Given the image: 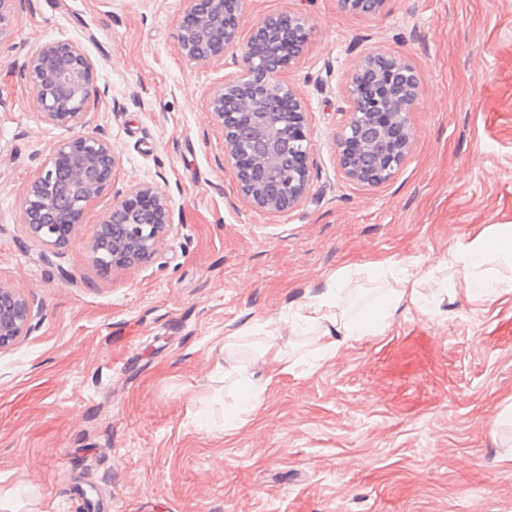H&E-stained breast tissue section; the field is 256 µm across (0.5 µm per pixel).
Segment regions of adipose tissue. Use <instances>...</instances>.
Returning a JSON list of instances; mask_svg holds the SVG:
<instances>
[{
  "label": "adipose tissue",
  "instance_id": "obj_1",
  "mask_svg": "<svg viewBox=\"0 0 512 512\" xmlns=\"http://www.w3.org/2000/svg\"><path fill=\"white\" fill-rule=\"evenodd\" d=\"M451 264L464 274L462 288L439 286L448 299L465 296L470 301H492L512 293V278L500 276L495 266L512 268V224H493L458 245L450 255ZM339 278H331L329 286L316 295L299 313L298 319L313 331L322 354H335L346 339L374 336L384 332L390 321L403 309L418 304L426 286L435 285L432 277L420 273H404L398 287L388 289L373 302L350 314L342 307Z\"/></svg>",
  "mask_w": 512,
  "mask_h": 512
}]
</instances>
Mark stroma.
I'll return each instance as SVG.
<instances>
[{"label":"stroma","mask_w":512,"mask_h":512,"mask_svg":"<svg viewBox=\"0 0 512 512\" xmlns=\"http://www.w3.org/2000/svg\"><path fill=\"white\" fill-rule=\"evenodd\" d=\"M184 0H18L0 31V284L34 302L0 353V488L20 512H512V294L427 299L378 336L290 368L240 374L265 322L292 317L342 268L373 297L375 265L460 282L449 253L512 224V0H244L240 38L269 14L313 33L288 80L307 108L310 190L278 214L250 206L207 98L237 49L187 62ZM95 64L94 127L118 157L70 243L19 220L26 185L66 128L40 122L18 66L47 41ZM379 48L420 74L409 154L377 187L347 180L334 137L341 87ZM154 183L172 226L144 264L101 270L91 233L129 188ZM240 336L237 347L223 342Z\"/></svg>","instance_id":"obj_1"}]
</instances>
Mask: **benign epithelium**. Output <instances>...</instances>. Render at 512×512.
<instances>
[{"instance_id":"benign-epithelium-1","label":"benign epithelium","mask_w":512,"mask_h":512,"mask_svg":"<svg viewBox=\"0 0 512 512\" xmlns=\"http://www.w3.org/2000/svg\"><path fill=\"white\" fill-rule=\"evenodd\" d=\"M387 0H339L345 10L374 14ZM178 45L189 62L205 63L237 43L242 0H184ZM312 27L300 15L257 22L239 44L237 72L209 93L210 114L224 130L225 158L244 197L268 213L300 204L310 188L311 140L305 105L285 72L302 55ZM40 121L74 134L59 141L27 186L20 223L44 245L61 248L82 223L89 202L112 182V144L89 129L94 63L76 43L45 42L21 64ZM420 78L404 59L379 50L353 68L343 89L346 121L334 137L346 178L366 186L390 181L411 146L410 114ZM170 223L168 201L154 185L132 187L95 225L92 249L110 243L112 266L151 258ZM32 303L0 284V352L32 329Z\"/></svg>"}]
</instances>
